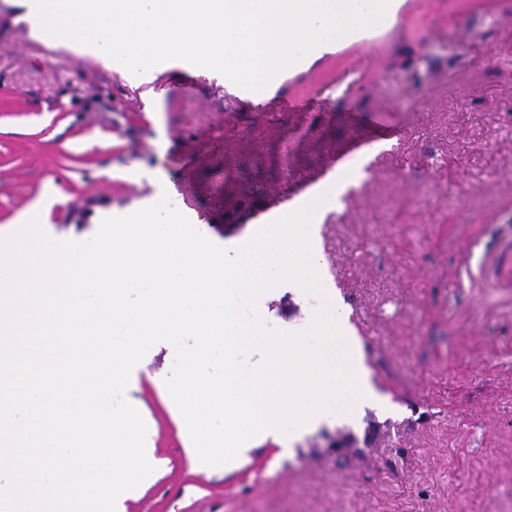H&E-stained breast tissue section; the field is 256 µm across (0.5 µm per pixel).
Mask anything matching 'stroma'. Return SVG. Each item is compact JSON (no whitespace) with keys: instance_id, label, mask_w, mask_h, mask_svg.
Listing matches in <instances>:
<instances>
[{"instance_id":"1","label":"stroma","mask_w":512,"mask_h":512,"mask_svg":"<svg viewBox=\"0 0 512 512\" xmlns=\"http://www.w3.org/2000/svg\"><path fill=\"white\" fill-rule=\"evenodd\" d=\"M29 0H0V226L54 184L57 241L172 197L216 245L296 198L336 155L358 173L321 245L351 309L382 409L327 424L279 457L191 469L159 386L175 354L153 346L124 397L153 446L125 512H512V0H401L397 36L348 94L314 103L353 52L328 46L276 88L309 111L262 109L224 78L173 60L136 76L34 39ZM155 101L146 111V98ZM326 294L280 285L259 303L288 331Z\"/></svg>"}]
</instances>
